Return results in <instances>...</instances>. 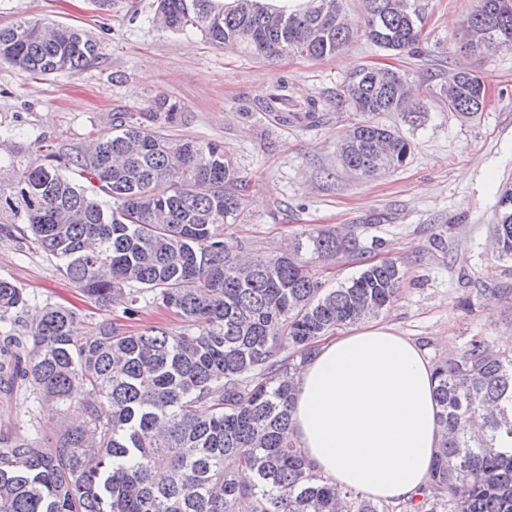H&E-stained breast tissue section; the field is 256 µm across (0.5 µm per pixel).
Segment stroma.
<instances>
[{
  "mask_svg": "<svg viewBox=\"0 0 512 512\" xmlns=\"http://www.w3.org/2000/svg\"><path fill=\"white\" fill-rule=\"evenodd\" d=\"M424 17L423 55L393 54L356 36L335 56L288 55L265 62L208 44L198 33L174 34L157 23L155 0H0V24L44 19L89 32L101 46L95 62L70 72L34 77L0 64V127L15 130L0 142V166L17 150L44 138L52 151L73 153L107 131L116 112L145 111L167 96L182 113L173 132L224 145L247 185L243 220L224 231L234 255L285 253L322 230L354 232L370 250L363 260L319 263L326 287L356 275L364 263L395 260L405 276L393 307L380 322L422 348L429 363L458 352L474 337L499 347L512 332V297L494 295L512 284V263L491 250L495 203L512 183V51L478 56L463 49V19L478 0H418ZM363 64L405 73L421 90L420 113L386 112L379 120L410 139L407 164L374 179L346 172L336 160L341 134L362 121L337 107L347 74ZM481 75L483 112L464 118L439 93L454 68ZM303 103L318 101L312 119L279 121L257 102L280 79ZM0 279L24 288L34 306L68 305L73 332L85 339L102 322L136 334L153 326L183 332L172 311L140 302L99 306L66 280L55 260L19 225L0 223ZM469 306H462V298ZM69 421L39 407L19 381L0 380V436L58 438Z\"/></svg>",
  "mask_w": 512,
  "mask_h": 512,
  "instance_id": "obj_1",
  "label": "stroma"
}]
</instances>
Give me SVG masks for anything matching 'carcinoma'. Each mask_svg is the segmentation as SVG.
Returning a JSON list of instances; mask_svg holds the SVG:
<instances>
[{"label":"carcinoma","mask_w":512,"mask_h":512,"mask_svg":"<svg viewBox=\"0 0 512 512\" xmlns=\"http://www.w3.org/2000/svg\"><path fill=\"white\" fill-rule=\"evenodd\" d=\"M346 0H307L271 11L263 0H158L171 32L252 59L288 54L320 60L361 33L381 48L422 55V16L413 0H362V25L346 22ZM464 48L495 41L512 48V0H480ZM99 56L87 32L42 20L0 26V63L32 75L69 72ZM448 110L470 117L485 107V84L460 68ZM288 80L258 103L288 111ZM407 78L363 65L336 91L367 119L336 143L341 166L372 178L395 172L414 151L383 112L423 111ZM178 105L117 112L84 151L46 154L44 139L0 179V215L21 220L58 270L98 304L140 300L174 311L185 330L152 327L127 335L106 323L96 336L70 333L71 309L45 306L29 326L25 358L0 361L38 403L66 413L54 442L0 448V512H512V350L471 339L434 366L443 440L417 502L376 501L339 490L314 472L291 428L294 375L326 335L387 311L403 272L369 264L326 288L301 253L321 260L362 255L359 239L320 231L290 254L237 263L224 229L241 221L244 187L224 146L168 133ZM94 188L88 195L76 180ZM499 257L512 260V188L496 202ZM30 307L24 290L0 280V324ZM210 404L201 415L196 406ZM235 456L246 483L224 469ZM164 471L160 483L153 474Z\"/></svg>","instance_id":"obj_1"}]
</instances>
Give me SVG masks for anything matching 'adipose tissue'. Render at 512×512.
<instances>
[{"label":"adipose tissue","instance_id":"adipose-tissue-1","mask_svg":"<svg viewBox=\"0 0 512 512\" xmlns=\"http://www.w3.org/2000/svg\"><path fill=\"white\" fill-rule=\"evenodd\" d=\"M293 436L314 469L375 500H408L440 447L433 368L393 326L325 340L295 377Z\"/></svg>","mask_w":512,"mask_h":512}]
</instances>
